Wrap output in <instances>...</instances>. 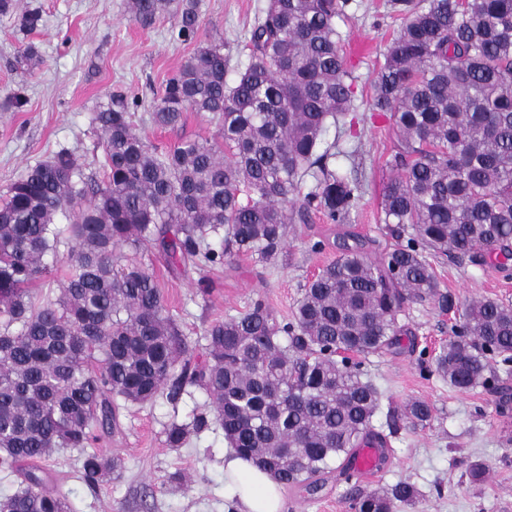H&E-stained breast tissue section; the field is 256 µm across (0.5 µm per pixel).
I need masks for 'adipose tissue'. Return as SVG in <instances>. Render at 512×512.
<instances>
[{
  "instance_id": "adipose-tissue-1",
  "label": "adipose tissue",
  "mask_w": 512,
  "mask_h": 512,
  "mask_svg": "<svg viewBox=\"0 0 512 512\" xmlns=\"http://www.w3.org/2000/svg\"><path fill=\"white\" fill-rule=\"evenodd\" d=\"M224 476L236 512H281L284 488L269 474L228 452L224 455Z\"/></svg>"
}]
</instances>
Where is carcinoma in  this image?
<instances>
[{"label":"carcinoma","mask_w":512,"mask_h":512,"mask_svg":"<svg viewBox=\"0 0 512 512\" xmlns=\"http://www.w3.org/2000/svg\"><path fill=\"white\" fill-rule=\"evenodd\" d=\"M143 26L172 19L170 38L191 42L198 0H131ZM349 0H267L251 28L248 61L226 80L221 45L199 47L165 83L152 122L183 125L188 112L217 122L225 151L187 138L151 145L135 125L138 99L109 95L91 125L103 177L86 175L67 149L27 168L0 198V471L17 472L0 512H71L42 467L59 448L76 452L85 483H112L121 459L87 448L118 429L120 406L194 388L202 411L166 431L172 448L215 425L226 447L286 487L319 489V476L351 457L373 427L381 396L363 362L398 342L410 304L448 309L431 258L512 257V0H393L403 21L384 53L370 106L395 135L380 223L395 244L375 261L340 246L306 281L291 316L257 298L201 335L202 358L169 313L153 273L122 250L159 242L167 264L200 273L236 254L269 262L290 225L315 210L329 224L357 211L364 184L336 169L330 124L354 108L355 77L336 19ZM311 179L308 192L301 185ZM69 245L65 256L60 246ZM65 259L60 293L32 285L47 259ZM448 386L490 387L512 404V305L473 300L430 358ZM433 407L413 400L412 425ZM416 490L399 482L349 499V512H397Z\"/></svg>","instance_id":"carcinoma-1"}]
</instances>
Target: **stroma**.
Instances as JSON below:
<instances>
[{"label": "stroma", "mask_w": 512, "mask_h": 512, "mask_svg": "<svg viewBox=\"0 0 512 512\" xmlns=\"http://www.w3.org/2000/svg\"><path fill=\"white\" fill-rule=\"evenodd\" d=\"M11 3L9 12L0 13V195L25 169L63 148L80 157L86 173H100L103 151L89 116L116 91L138 96L136 123L153 145L171 147L184 137L218 141L216 123L197 112L187 113L184 127L177 130L154 126L149 120L154 101L167 79L200 46L223 45L227 75L235 77L249 53L247 33L266 0H199L197 34L188 44L170 40L168 18L148 27L136 22L130 0ZM30 8L40 9L42 24L24 32L19 17ZM400 23L387 0H350L337 20L343 52L354 66L358 121L329 127L325 140L344 150L337 166L364 182L350 224L341 228L312 214L309 223L291 226L288 243L275 260L262 263L239 255L210 270L213 290L206 296L196 288L197 274L170 270L153 245L139 251L138 260L153 272L167 308L180 317L190 340L199 339L212 321L244 311L257 297L277 318L289 317L306 278L338 256L344 232L355 234L373 258L394 244L387 225L378 221L382 189L393 173L386 161L393 153L394 135L384 118L371 115L369 96ZM28 45L34 56L25 62L21 52ZM434 268L442 287L453 295L455 309L443 313L411 306L399 319L400 347L363 359L382 393L383 409L373 425L385 433L390 448L384 474L372 480L347 479L335 471L324 475L316 493L286 488L283 512H346L355 494L399 481L410 482L418 491L415 504L399 512H512V410L499 413L489 389L451 388L436 374L423 371L420 359L421 352L434 351L447 341L460 308L469 301L488 298L512 305V260L502 269L491 260L458 265L438 259ZM415 398L433 406L434 419L422 428L404 423L389 433L385 407ZM194 406L188 398L174 407L160 397L151 404L122 408L118 431L95 446L98 452L121 458L120 480L88 487L77 453L61 451L49 462L51 488L72 501L77 512H231L222 432L203 433L177 449L166 443L167 427L189 421ZM475 461L486 470L479 483L468 477ZM177 471L193 475L189 489L171 488L169 477Z\"/></svg>", "instance_id": "35a3bbf8"}]
</instances>
